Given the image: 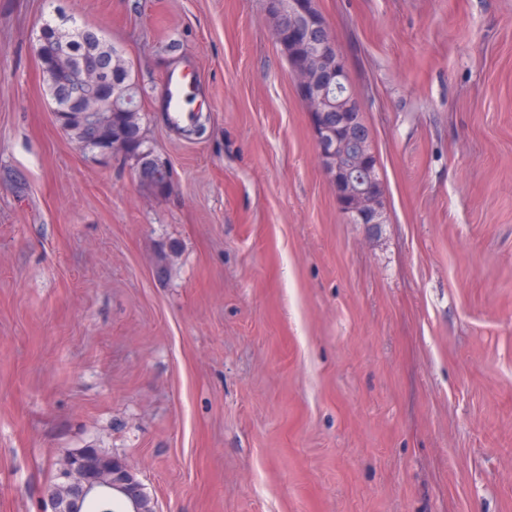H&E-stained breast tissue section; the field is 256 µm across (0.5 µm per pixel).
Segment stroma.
Returning <instances> with one entry per match:
<instances>
[{
  "instance_id": "obj_1",
  "label": "stroma",
  "mask_w": 512,
  "mask_h": 512,
  "mask_svg": "<svg viewBox=\"0 0 512 512\" xmlns=\"http://www.w3.org/2000/svg\"><path fill=\"white\" fill-rule=\"evenodd\" d=\"M379 158L351 223L265 0H0V512L66 457L158 512H512V0H316ZM132 63L172 184L80 153L41 20ZM181 70L205 117L158 109Z\"/></svg>"
}]
</instances>
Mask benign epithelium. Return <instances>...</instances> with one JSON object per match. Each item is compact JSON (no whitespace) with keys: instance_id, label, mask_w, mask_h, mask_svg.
I'll use <instances>...</instances> for the list:
<instances>
[{"instance_id":"7a95c632","label":"benign epithelium","mask_w":512,"mask_h":512,"mask_svg":"<svg viewBox=\"0 0 512 512\" xmlns=\"http://www.w3.org/2000/svg\"><path fill=\"white\" fill-rule=\"evenodd\" d=\"M266 13L277 42L288 50V74L311 118L317 154L331 184L339 209L354 224L376 228L386 223L384 186L373 138L357 96L352 93L345 59L315 0H266ZM97 30L82 27L80 37L68 44L77 61L76 72L54 90L51 100L56 122L64 127L69 108H81L83 136L78 148L101 157L126 154L139 139L140 128L111 137L107 128L120 105L141 111L126 88L112 76L106 60L94 54L89 42ZM137 177L155 187L171 184L168 166L147 158ZM123 493L130 512H143L145 492L127 462L96 448H81L71 455L68 469L50 487L51 512H86L99 499Z\"/></svg>"}]
</instances>
